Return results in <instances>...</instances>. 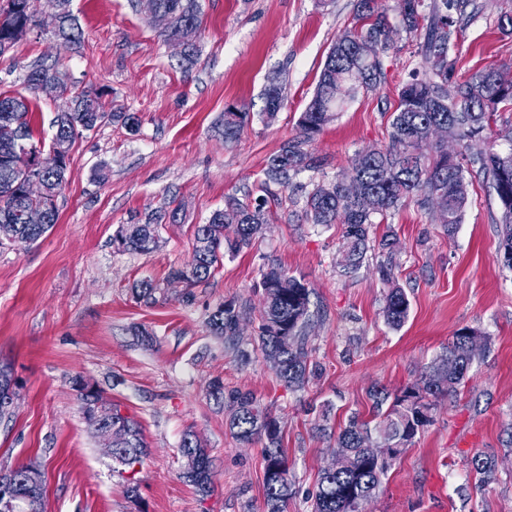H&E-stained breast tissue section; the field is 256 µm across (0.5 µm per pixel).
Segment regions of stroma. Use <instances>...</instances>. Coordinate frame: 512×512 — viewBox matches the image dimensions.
Returning <instances> with one entry per match:
<instances>
[{
	"mask_svg": "<svg viewBox=\"0 0 512 512\" xmlns=\"http://www.w3.org/2000/svg\"><path fill=\"white\" fill-rule=\"evenodd\" d=\"M202 32L196 52L164 40L135 0H72L82 30L64 47L41 0V24L0 56V93L37 106L36 137L50 142L65 102L31 91L37 63L61 60L77 88L102 91L109 109L132 115L85 133L69 155L57 198L58 221L36 243L0 245V367L19 397L0 420V471L33 463L43 480V512H266L262 445L228 427L229 411L206 394L210 380L252 392L277 419L295 494L288 512H311L318 479L335 461L336 435L351 414L372 415L369 392L396 394L423 384L455 332H478L479 350L464 384L438 399L433 421L389 470L365 512H512V270L498 259L502 209L478 166H468V200L454 234L435 205L410 201L372 227L393 234L410 310L397 329L383 317L386 289L375 267L338 276L343 227L310 223L304 197L314 184L347 176L356 154L389 144L398 92L420 67L415 37L400 23L399 0H376L392 26L376 90L359 92L308 144L317 162L287 186L265 185L263 169L289 139L310 102L325 59L356 23L358 0H197ZM512 0H470L450 52L456 79L494 63L512 75V31L500 19ZM279 74L284 104L266 121L265 87ZM250 119L224 138V111ZM265 200L268 221L251 247L225 254L192 304L183 286L165 284L171 266L190 260L194 228L227 198ZM182 220L164 224L148 254L121 249V225L143 223L169 204ZM280 264L304 278L316 309L308 352L319 373L288 390L256 350L263 307L260 271ZM159 284L151 305L135 302L140 282ZM240 312V359L211 335L206 321L220 303ZM155 335L145 344L137 334ZM84 377L107 404L141 425L148 454L136 473L113 461L87 422L72 381ZM330 409L327 431L315 429ZM206 445L214 491L185 482L181 441ZM494 458L496 479L479 485L474 454ZM139 495L127 497L129 479Z\"/></svg>",
	"mask_w": 512,
	"mask_h": 512,
	"instance_id": "obj_1",
	"label": "stroma"
}]
</instances>
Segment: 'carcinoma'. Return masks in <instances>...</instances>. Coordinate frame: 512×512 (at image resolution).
Wrapping results in <instances>:
<instances>
[{
    "label": "carcinoma",
    "instance_id": "1",
    "mask_svg": "<svg viewBox=\"0 0 512 512\" xmlns=\"http://www.w3.org/2000/svg\"><path fill=\"white\" fill-rule=\"evenodd\" d=\"M38 0H0V44L15 45L13 28L23 22L33 28L38 25ZM60 24L58 37L71 47L80 42L81 31L71 8L72 0H59ZM373 0H358L359 26L337 40L330 49L316 90L298 119L300 136L288 140L270 159L265 169V181L286 184L291 176L313 170L316 163L305 145L324 126L336 118L342 105L355 97L358 89L375 90L381 83V55L390 47L391 25L383 12L371 6ZM468 0H400L401 24L419 39L417 53L423 73H414L398 93V106L393 112L390 143L385 148H370L356 154L351 177L364 186L362 195L354 200L343 194L342 180L327 185L316 184L304 201L307 219L317 225L343 226L342 253L336 268L339 275L351 277L363 266L373 237L370 229L377 215L384 217L411 199L420 204L429 201L445 207L448 233L461 222L468 195L463 161L479 165L487 176L502 208V239L499 259L512 269V131L509 147L497 149L496 140L489 142L480 155L468 154L470 144L492 131L498 113L512 112V84L497 82L500 67L490 64L464 82H452L453 70L448 53L457 33L455 12H463ZM151 17L162 25V35L177 41L186 49L194 47L201 31L202 19L194 0H153ZM58 79L70 92L76 107L57 115L54 137L76 141L87 131L122 118L130 131L137 122L131 115L119 116L106 109L101 93L79 90L70 82L59 62L39 65L29 71L26 80L30 89H37L42 80ZM454 83L455 95H444L449 83ZM266 115L273 120L281 109L284 96L276 79L265 90ZM34 112L31 103L0 93V224L12 225L15 242L31 244L40 239L57 223V207L49 209L47 222L27 224L25 211L33 205L24 192L25 166L30 155H44L45 162L38 174L56 193H61L67 181L68 165H59L35 138ZM248 120V113L239 109L224 112V140L235 139ZM445 126L448 135L460 146L461 159L448 156L441 146L427 156L422 147L435 128ZM266 211L260 204L251 206L236 198L225 201L224 208L212 213L194 232L193 254L190 261L170 268L166 280H180L187 291L183 302L194 299L191 288L206 282L224 258V251L238 252L252 245L263 224ZM236 226V239L224 243V227ZM160 224L150 219L143 224H124L119 230L121 247L125 251L150 253L159 237ZM396 242L383 235L377 243L381 254L378 273L388 288L384 297L383 316L387 324L400 327L408 317L410 301L395 276L397 268ZM260 287L264 306L255 338L257 349L268 361L276 377L292 389H301L316 373L308 361L306 328L311 316L312 289L302 278L288 275L280 266L271 264L261 270ZM240 311L233 301L219 304L208 317L212 334L235 344L238 338ZM476 335L469 328L458 330L447 350L440 355L423 386L409 388L391 395L387 390L373 389L374 415L363 420L356 415L336 437V447L348 449L355 457L351 471L330 474L323 472L314 495L313 512H362L364 503L372 499L387 475L393 461L376 462L364 457L366 442L383 435L397 448H407L415 437L432 422L433 400L452 396L464 383L474 359L468 338ZM207 394L224 402L230 415V433L244 443H262L264 461V496L267 512H286L293 498L289 478L288 457L281 448L280 425L268 408L250 392L227 391L224 383L209 382ZM112 431L117 451L113 459L119 465L135 469L146 455L147 444L140 424L121 415L112 406ZM181 451L194 459V465L184 473L187 482L203 496L209 495L214 479L209 454L193 433H187ZM471 471L482 485L495 480L496 463L489 456L476 454L470 461Z\"/></svg>",
    "mask_w": 512,
    "mask_h": 512
}]
</instances>
